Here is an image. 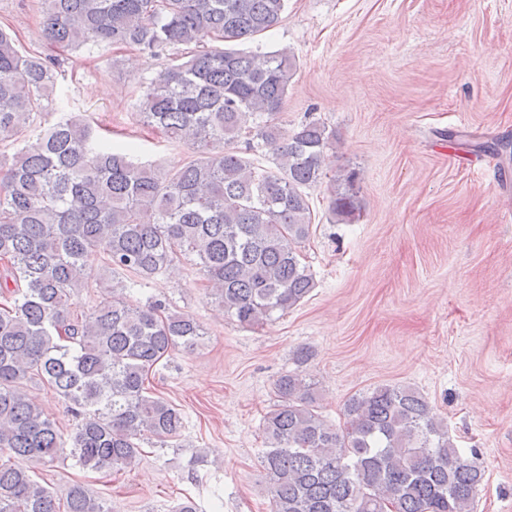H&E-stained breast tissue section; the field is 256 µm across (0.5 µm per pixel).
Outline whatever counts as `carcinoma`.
<instances>
[{"instance_id":"carcinoma-1","label":"carcinoma","mask_w":512,"mask_h":512,"mask_svg":"<svg viewBox=\"0 0 512 512\" xmlns=\"http://www.w3.org/2000/svg\"><path fill=\"white\" fill-rule=\"evenodd\" d=\"M286 0H40L41 33L64 52L89 44L155 53L205 40L242 42L271 30ZM295 59L286 49L252 54L233 46L170 63L138 104L142 122L198 157L169 173L133 151L96 139L70 115L0 160V512H57L50 486L34 479L69 451L87 472L132 467L139 441L159 448L184 418L147 391L149 374L174 352H191L205 331L188 313L150 299L129 306L124 286L89 313L72 297L102 272L153 279L187 259L207 299L254 327L297 306L315 287L298 248L310 236L305 189L326 177L335 134L305 121L281 137ZM54 58L20 51L0 28V142L42 126L60 107ZM268 145L275 168L230 148ZM359 172L330 184V211L359 210ZM40 378L78 419L63 436L22 389ZM262 431L271 512H474L485 472L457 448L448 425L416 389L380 385L349 398L343 426L318 412L317 386L281 376ZM66 512H113L80 484Z\"/></svg>"}]
</instances>
